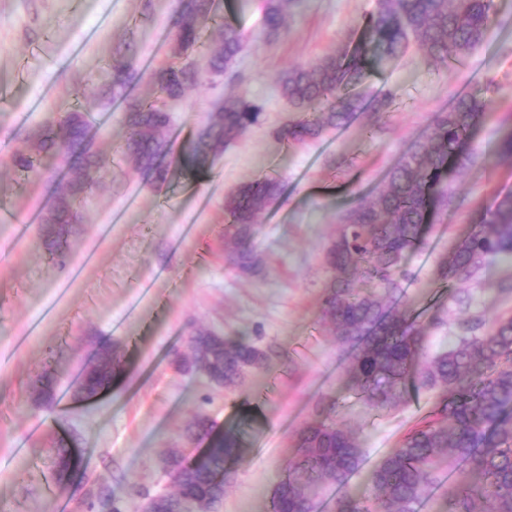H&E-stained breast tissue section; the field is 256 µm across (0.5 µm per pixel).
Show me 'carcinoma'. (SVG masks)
<instances>
[{"mask_svg": "<svg viewBox=\"0 0 512 512\" xmlns=\"http://www.w3.org/2000/svg\"><path fill=\"white\" fill-rule=\"evenodd\" d=\"M297 0H264L262 37L286 33L285 17ZM180 20L170 31L173 58L150 75L149 97L127 103L124 161L152 173L160 185L189 171L204 174L215 157L259 123L261 107L241 97H224L221 108L191 140L175 148L165 104L182 97L202 76L197 64L228 83L242 80L236 69L246 36L236 25L220 20L223 0H180ZM492 24L491 0H378L377 13L356 40L317 62L288 70L278 90L301 113L282 131L293 144L314 140L327 128H342L364 106V99L346 94L362 82L369 56L405 53L415 41L428 65L449 69L482 43ZM219 32L221 46L202 50L204 28ZM126 52L112 58L108 100L126 99L137 75V61ZM499 88L478 84L458 96L446 111L432 115L428 130L412 141L381 190L360 197L340 217L324 262L331 278L321 299V320L346 354L345 369L363 400L373 409L404 403L408 388L430 391L435 401L420 426L404 437L371 472V498L341 493L334 512H417L431 491L448 486L440 512H512V315L485 326L477 315L456 324L448 348L423 359L425 328L399 308L398 295L407 278L405 259L422 244L425 226L453 199V174L474 162L460 150L463 141L485 123L491 95ZM95 119L78 108L44 121L10 159L15 171L38 175L61 162L64 186L42 216V230L58 262L77 222V203L96 188L101 173L112 166L89 150ZM494 157L512 159V129L495 141ZM283 193L279 179L259 178L224 199V242L232 244L230 260L242 273L260 262L256 248L258 217ZM512 260V191L498 193L470 233L460 239L438 266L448 284L478 277L490 259ZM270 356L242 338L200 329L190 339L189 354L177 356L181 368H194L224 381V388L242 385L246 370L263 368ZM124 369L119 347L107 344L91 366L82 370L85 397L107 389ZM214 422L198 415L184 435L201 442ZM296 459L273 485L269 512H316L315 499L327 486L342 487L362 461L364 448L352 428L323 414L296 433ZM244 452L233 430L224 431L217 446L192 466H181L176 490L159 504V512H213L231 484L230 463Z\"/></svg>", "mask_w": 512, "mask_h": 512, "instance_id": "carcinoma-1", "label": "carcinoma"}]
</instances>
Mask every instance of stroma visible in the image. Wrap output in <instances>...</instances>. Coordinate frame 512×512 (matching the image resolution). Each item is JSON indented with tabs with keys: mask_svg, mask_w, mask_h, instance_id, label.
Wrapping results in <instances>:
<instances>
[{
	"mask_svg": "<svg viewBox=\"0 0 512 512\" xmlns=\"http://www.w3.org/2000/svg\"><path fill=\"white\" fill-rule=\"evenodd\" d=\"M492 4L487 38L452 71L428 67L414 44L401 58L373 60L348 92L393 91L388 108L366 109L347 127L292 145L280 135L295 117L275 91L280 75L348 43L377 8V0H300L287 35L246 44L236 61L243 83L206 75L166 105L179 144L206 126L227 95L263 105L261 123L224 148L207 173L180 175L167 187L134 165L113 166L81 203L59 266L40 218L61 176L25 177L10 157L48 117L78 106L91 107L96 147L112 153L125 134V105L99 94L107 65L130 41L142 68L169 59L179 0H0V206L14 217L0 223V512H55L60 500L68 512H91L103 497L140 512L142 491L170 489L161 458L185 447L184 427L199 413L243 439L218 512H268L271 488L296 454V430L331 404L338 420L360 429L364 461L344 488L322 492L318 512H332L339 491L365 493L369 472L427 416L432 395L412 390L384 411L363 404L320 319L330 278L323 256L342 213L383 187L432 115L491 82L500 92L469 143L481 159L457 177L440 224L409 253L401 305L444 317L428 338L429 355L447 347L465 317L457 290L472 295V311L486 323L512 313V294L499 289L512 277V261L489 264L457 289L437 278L441 256L470 232L479 211L512 190V161L490 156L501 121L512 115V0ZM146 8L153 20L144 27ZM263 176L279 177L284 193L258 219L262 265L243 275L224 246V198ZM200 328L276 353L240 387H218L173 364ZM104 343L119 347L124 371L107 393L76 400L80 373ZM40 374L54 382L51 401L33 392ZM62 439L77 462L63 492L55 481Z\"/></svg>",
	"mask_w": 512,
	"mask_h": 512,
	"instance_id": "1",
	"label": "stroma"
}]
</instances>
